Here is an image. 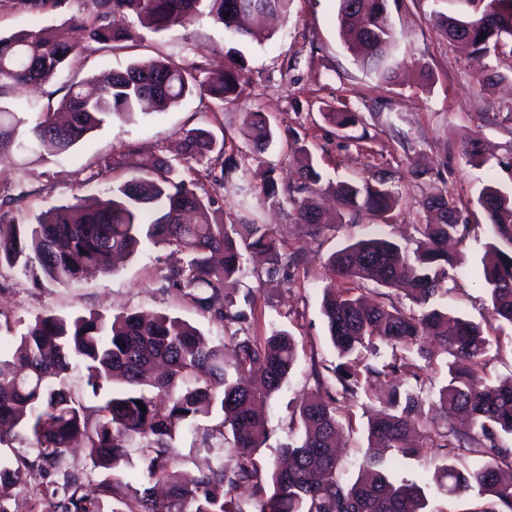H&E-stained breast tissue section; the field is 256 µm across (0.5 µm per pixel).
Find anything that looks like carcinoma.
<instances>
[{
    "label": "carcinoma",
    "mask_w": 512,
    "mask_h": 512,
    "mask_svg": "<svg viewBox=\"0 0 512 512\" xmlns=\"http://www.w3.org/2000/svg\"><path fill=\"white\" fill-rule=\"evenodd\" d=\"M33 19L28 26L0 35V95L41 85L86 53L112 52L141 45L144 33L161 34L206 15L237 38L253 35L254 18L288 16L293 0H0ZM76 4L72 27L88 44L72 41L62 29L37 26V20ZM339 27L351 35L353 55L377 80L394 86L402 61L397 56L395 24L388 0H338ZM433 24L452 42L473 51L492 50L512 59V0H490L478 15L436 13ZM245 63L227 52L224 73L202 80V65L157 59L131 63L102 74L91 89L71 83L58 110H44L30 123L31 104L21 98L0 103V155L44 159L41 150L69 154L89 135L113 120L131 121L151 106L164 111L198 95L220 103L239 100L247 85ZM339 128L352 126V112H326ZM242 136L253 156L270 148L279 134L262 112L247 113ZM183 158L177 163L152 156L133 164L121 155L112 167H128L125 181L91 204L82 200L53 206L31 224L0 223V267L37 281L78 282L91 270L108 273L117 257H130L146 243L186 255L168 268L170 288L187 289L196 305L224 327H236L233 370L224 364V342H214L197 327L166 313L145 317L98 312L66 315L46 312L13 337L0 356V446L27 444L29 453H0V512H15L16 492L29 478H50L45 512H248L238 499L241 486L255 489L254 512H432L426 490L448 495L476 492L484 504L471 512H512V383H480L475 372L492 360V341L480 325L453 316L435 299L451 290L450 271L460 266L448 254V240H464L470 225L462 209L442 192L422 203L430 218L416 225V248L385 237H371L334 251L321 313L332 346L343 362L332 369L342 393L353 395L376 378L384 388L381 408L367 422L368 445L357 477L345 480L336 452L343 429L333 397L313 395L299 406L300 435L281 446L285 465L263 471L256 455L269 440L267 420L257 405L277 393L298 360V343L288 330L274 327L264 341L238 336L249 320L225 293V285L245 272L261 281L296 265L300 253H283L272 228L245 214L224 215L218 198L224 184L254 185L258 199L286 211L308 235L326 224L317 200L333 192L340 210L365 212L388 223L400 192L386 173L361 181L333 180L317 168L310 152L296 151V179L279 187L272 168L251 169L203 128L183 133ZM477 203L491 227L479 275L490 316L512 325V195L494 185L480 191ZM374 284L400 291L409 304L369 303L359 291ZM441 344L453 357L439 399L422 409V399L404 386L419 381L430 354L424 341ZM418 347L420 364L380 349ZM377 358L364 364L355 353ZM76 372L83 387L66 384ZM146 411H141L139 404ZM200 443L215 452V462L191 481L177 466L175 442L198 421ZM79 444L98 473L93 479L66 464ZM237 449V469L224 470V445ZM380 444L401 454H430L433 472L421 482L396 483L386 463L373 452ZM140 450L132 467L127 448Z\"/></svg>",
    "instance_id": "obj_1"
}]
</instances>
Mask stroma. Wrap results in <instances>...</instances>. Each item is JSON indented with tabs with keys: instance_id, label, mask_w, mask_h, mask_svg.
Masks as SVG:
<instances>
[{
	"instance_id": "1",
	"label": "stroma",
	"mask_w": 512,
	"mask_h": 512,
	"mask_svg": "<svg viewBox=\"0 0 512 512\" xmlns=\"http://www.w3.org/2000/svg\"><path fill=\"white\" fill-rule=\"evenodd\" d=\"M337 8V0H294L288 18L277 22L276 33L268 40L232 39L222 25L202 15L187 27L147 36L141 46L117 54H86L51 81L17 89V96L42 111L57 106L63 86L70 82L135 61L163 58L196 61L205 70L220 71L231 48L245 60L248 84L235 103L219 105L192 96L163 112L113 121L71 154L33 163L16 154L0 159V191L17 185L25 191L10 214L18 224L51 206L101 196L127 175L126 169L111 168L113 157L125 153L135 161L173 155L185 129H210L225 137L227 151L240 150L243 122L252 111L263 112L280 139L249 165L274 166L279 183L294 178L296 164L289 148L293 141L306 146L331 178L360 179L381 171L392 175L402 200L392 222L378 228L370 216L361 214L310 238L302 236L285 214L261 205L255 208L260 222L272 225L282 249L303 254L299 271L286 278L261 285L246 274L229 290L236 306L248 303L254 309L249 335L261 339L272 327L282 326L299 341V358L287 383L264 406L271 437L258 460L265 468L292 438L294 412L302 398L317 388L313 370L328 377L339 362L320 312L328 255L377 230L411 241L415 225L425 220L422 202L440 191H447L449 200L463 208L471 224L470 235L457 248L464 262L455 271L457 285L446 297L448 308L481 323L499 340V354L483 370V378L492 383L512 380V326L492 324L478 277L489 233L476 204L487 183L512 192V64L494 54L476 57L470 49L449 43L433 25L434 12H468L462 0H392L400 54L414 67L402 85L383 87L348 51L339 35ZM421 65L431 74L426 87L417 71ZM494 72L506 74V81L478 85V77ZM340 110L357 113L359 122L341 129L326 120V113ZM474 138L480 148L469 159L462 155L461 145ZM172 262L167 249L147 245L114 272L92 275L72 286L36 283L13 272L0 274V349L9 350L13 336L49 310L165 312L206 336L224 337L222 324L202 312L186 291L167 286L164 277ZM328 392L353 419L342 469L343 478L350 479L359 470L366 446L364 415L380 403L373 391L353 398L333 386Z\"/></svg>"
}]
</instances>
